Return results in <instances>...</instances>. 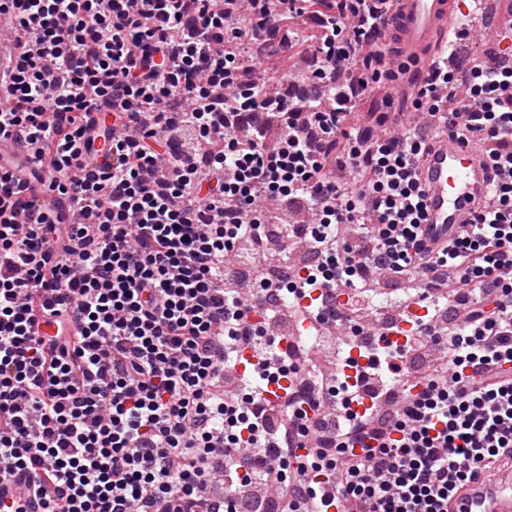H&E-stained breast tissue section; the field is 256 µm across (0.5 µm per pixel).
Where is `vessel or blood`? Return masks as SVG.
<instances>
[{"label": "vessel or blood", "mask_w": 512, "mask_h": 512, "mask_svg": "<svg viewBox=\"0 0 512 512\" xmlns=\"http://www.w3.org/2000/svg\"><path fill=\"white\" fill-rule=\"evenodd\" d=\"M467 12L466 0H394L379 40L393 48L391 62L400 74V87L416 84L418 73L430 69L435 50ZM16 63L14 30L0 23V71ZM492 178L481 143H465L450 133L438 138L424 168L423 239L429 247L456 235L474 206L488 199ZM451 512H512V469L470 484L453 499Z\"/></svg>", "instance_id": "obj_1"}]
</instances>
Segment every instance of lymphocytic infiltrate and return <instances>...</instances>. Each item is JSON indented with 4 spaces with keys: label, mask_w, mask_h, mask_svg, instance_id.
I'll use <instances>...</instances> for the list:
<instances>
[{
    "label": "lymphocytic infiltrate",
    "mask_w": 512,
    "mask_h": 512,
    "mask_svg": "<svg viewBox=\"0 0 512 512\" xmlns=\"http://www.w3.org/2000/svg\"><path fill=\"white\" fill-rule=\"evenodd\" d=\"M390 0H0L19 59L0 96V512H213L212 461L254 468L224 496L241 512L277 476L288 512H448L470 482L512 464V58L442 63L411 93L378 95L372 42ZM319 33L297 80L262 64L280 31ZM414 109L430 133L395 131ZM111 116L91 126L90 111ZM490 144V206L439 248L421 240L419 162L434 138ZM112 149L89 167L95 139ZM349 169L347 190L332 174ZM54 194L53 207L31 195ZM302 201V243L324 268L292 293L369 287L381 272L467 306L424 319L414 347L442 354L385 414L354 415L359 385L310 401L345 421L308 454L259 415L270 382L298 381L274 338L242 389L224 371L249 327L224 275L261 239L269 201ZM284 236L282 251L298 243ZM54 335L37 332L40 323Z\"/></svg>",
    "instance_id": "1"
}]
</instances>
